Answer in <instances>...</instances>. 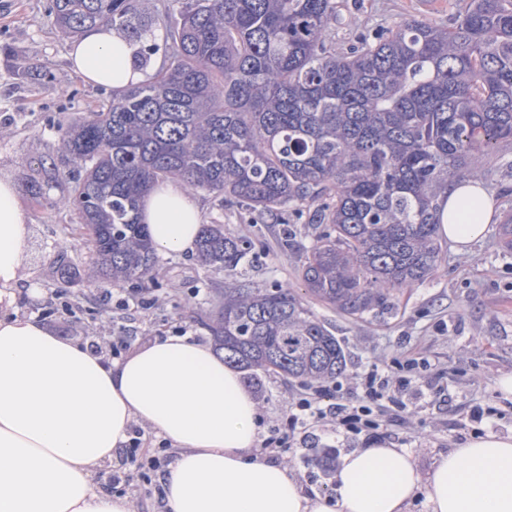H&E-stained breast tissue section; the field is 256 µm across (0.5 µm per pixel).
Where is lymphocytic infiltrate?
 <instances>
[{"label": "lymphocytic infiltrate", "mask_w": 512, "mask_h": 512, "mask_svg": "<svg viewBox=\"0 0 512 512\" xmlns=\"http://www.w3.org/2000/svg\"><path fill=\"white\" fill-rule=\"evenodd\" d=\"M410 388L420 396L433 391L429 384L414 386L411 377L393 378L376 371L360 377L338 378L310 392L301 391L289 404L280 426L264 439L262 446L272 450L305 444L311 430L318 427L339 439L374 432L378 427L375 411L398 404Z\"/></svg>", "instance_id": "f902f5d3"}]
</instances>
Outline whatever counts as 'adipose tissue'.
Returning <instances> with one entry per match:
<instances>
[{"label": "adipose tissue", "instance_id": "adipose-tissue-1", "mask_svg": "<svg viewBox=\"0 0 512 512\" xmlns=\"http://www.w3.org/2000/svg\"><path fill=\"white\" fill-rule=\"evenodd\" d=\"M70 62L89 83L144 81L133 47L106 27L86 29ZM493 197L477 181L449 184L440 231L458 250L481 238ZM141 221L163 253H195L200 211L181 184L154 187ZM29 251L28 217L0 174V512H133L96 480L127 448L134 425L176 451L158 475L165 512H512V436L451 449L421 474L404 448L371 446L344 460L333 494L309 491L261 458L260 411L242 374L190 335L157 337L103 357L16 310Z\"/></svg>", "mask_w": 512, "mask_h": 512}]
</instances>
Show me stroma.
Masks as SVG:
<instances>
[{"mask_svg": "<svg viewBox=\"0 0 512 512\" xmlns=\"http://www.w3.org/2000/svg\"><path fill=\"white\" fill-rule=\"evenodd\" d=\"M0 8V172L17 183L29 219L27 281L19 286L17 310L35 316L63 338L97 342L133 337L142 345L158 336H212L204 323L220 305L224 274L201 265L196 256L160 254L158 284H146L137 311L125 306L132 291L88 277L92 255L73 236L77 215L66 199L61 133L93 109L106 91L87 82L68 62L72 36L49 14L50 0H10ZM330 44L348 51L354 35L416 18L454 27L470 0H337ZM482 183L495 199V215L485 236L462 252L443 243L437 271L361 316L309 299L308 304L340 340L346 374H366L407 357L435 394L411 399L408 411L379 417L380 444L407 449L421 473H428L449 449L486 434H512V393L499 386L512 376V250L501 241V226L512 214V151L483 157ZM201 221L223 225L226 233L251 239L255 247L237 279L252 288L277 283L304 293L303 262L315 235L314 211L283 227L234 202L195 194ZM248 385L263 420V436L298 392L297 381L260 372ZM360 434L339 441L317 433L306 447L281 448L272 456L297 479L322 494L332 493L344 457L370 446Z\"/></svg>", "mask_w": 512, "mask_h": 512, "instance_id": "35a3bbf8", "label": "stroma"}]
</instances>
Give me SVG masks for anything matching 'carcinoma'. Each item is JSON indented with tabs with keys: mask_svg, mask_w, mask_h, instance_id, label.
<instances>
[{
	"mask_svg": "<svg viewBox=\"0 0 512 512\" xmlns=\"http://www.w3.org/2000/svg\"><path fill=\"white\" fill-rule=\"evenodd\" d=\"M176 2L180 18L163 27L167 67L108 92L62 134L93 275L155 282L139 211L152 186L174 179L284 225L317 203L302 279L348 314L431 276L448 180L477 177L475 158L512 144V0H471L451 29L412 18L361 33L342 55L329 46L336 0ZM136 11V0L49 5L70 33L126 31L145 63L159 47ZM253 249L222 224L201 225L200 262L228 277ZM205 327L243 369L305 385L346 367L340 341L278 284H224Z\"/></svg>",
	"mask_w": 512,
	"mask_h": 512,
	"instance_id": "carcinoma-1",
	"label": "carcinoma"
}]
</instances>
